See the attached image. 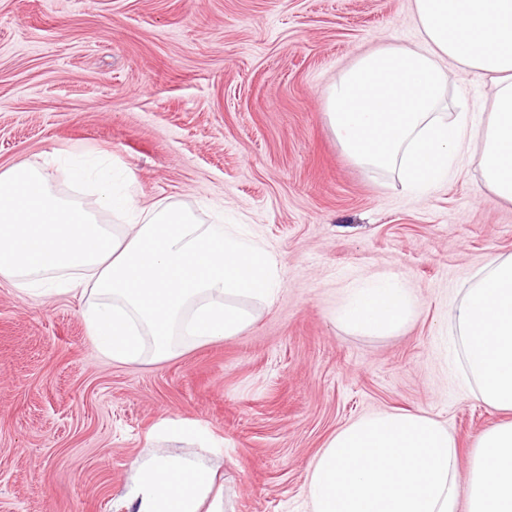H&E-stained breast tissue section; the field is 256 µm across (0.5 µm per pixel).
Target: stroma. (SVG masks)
<instances>
[{
    "label": "stroma",
    "mask_w": 512,
    "mask_h": 512,
    "mask_svg": "<svg viewBox=\"0 0 512 512\" xmlns=\"http://www.w3.org/2000/svg\"><path fill=\"white\" fill-rule=\"evenodd\" d=\"M420 40L410 0H0V171L64 159L129 172L141 206L177 203L238 224L273 255L272 302L216 342L117 364L78 296L0 285V512H126L136 460L164 450L216 471L224 512H312L310 465L339 429L381 412L428 415L458 444L467 500L476 443L512 412L464 384L450 315L489 256L512 254V203L478 156L438 189L355 163L321 91L360 54ZM371 276L408 288L393 334L338 316ZM199 422L214 442L158 432Z\"/></svg>",
    "instance_id": "obj_1"
}]
</instances>
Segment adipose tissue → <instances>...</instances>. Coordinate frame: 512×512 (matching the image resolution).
Instances as JSON below:
<instances>
[{
    "label": "adipose tissue",
    "mask_w": 512,
    "mask_h": 512,
    "mask_svg": "<svg viewBox=\"0 0 512 512\" xmlns=\"http://www.w3.org/2000/svg\"><path fill=\"white\" fill-rule=\"evenodd\" d=\"M422 43L389 44L358 57L323 90L342 150L369 169L398 173L408 191L445 181L477 150L495 199L512 202V0H413ZM490 79V110L468 109L450 69ZM414 310L408 288L371 278L354 288L340 317L374 334L398 331ZM466 380L488 406L512 411V255L490 258L452 311ZM128 512H224L214 473L166 452L135 462ZM313 512H457V448L424 414L363 416L316 456L308 483ZM468 512H512V422L478 440Z\"/></svg>",
    "instance_id": "adipose-tissue-1"
}]
</instances>
